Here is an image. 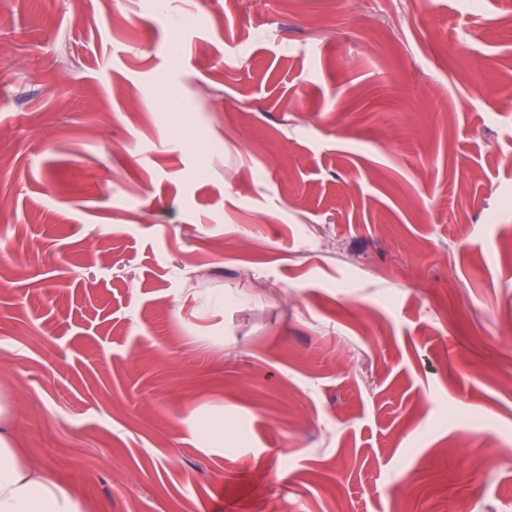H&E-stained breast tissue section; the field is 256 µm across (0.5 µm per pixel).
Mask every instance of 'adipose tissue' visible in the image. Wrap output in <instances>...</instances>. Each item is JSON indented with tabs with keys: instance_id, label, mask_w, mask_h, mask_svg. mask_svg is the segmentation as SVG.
<instances>
[{
	"instance_id": "ef3b65f1",
	"label": "adipose tissue",
	"mask_w": 512,
	"mask_h": 512,
	"mask_svg": "<svg viewBox=\"0 0 512 512\" xmlns=\"http://www.w3.org/2000/svg\"><path fill=\"white\" fill-rule=\"evenodd\" d=\"M0 512H85L81 499L28 464L0 432Z\"/></svg>"
}]
</instances>
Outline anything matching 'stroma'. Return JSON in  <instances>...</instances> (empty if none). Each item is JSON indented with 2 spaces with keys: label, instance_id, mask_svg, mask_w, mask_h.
<instances>
[{
  "label": "stroma",
  "instance_id": "1",
  "mask_svg": "<svg viewBox=\"0 0 512 512\" xmlns=\"http://www.w3.org/2000/svg\"><path fill=\"white\" fill-rule=\"evenodd\" d=\"M413 2L0 0V397L88 512L512 506V0Z\"/></svg>",
  "mask_w": 512,
  "mask_h": 512
}]
</instances>
